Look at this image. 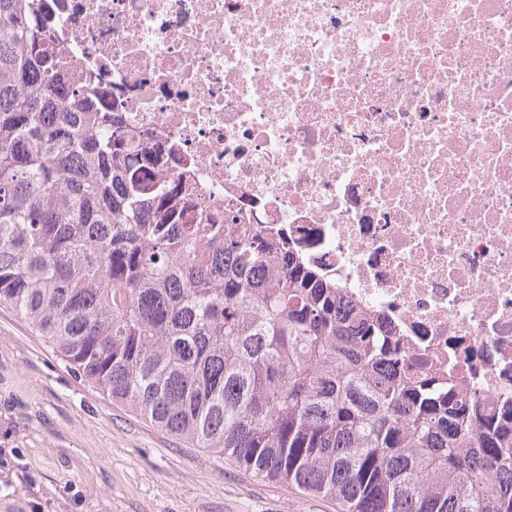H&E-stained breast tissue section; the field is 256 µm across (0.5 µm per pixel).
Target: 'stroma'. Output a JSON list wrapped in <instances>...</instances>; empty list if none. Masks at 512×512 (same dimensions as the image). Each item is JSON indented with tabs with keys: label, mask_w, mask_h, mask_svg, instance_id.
I'll return each instance as SVG.
<instances>
[{
	"label": "stroma",
	"mask_w": 512,
	"mask_h": 512,
	"mask_svg": "<svg viewBox=\"0 0 512 512\" xmlns=\"http://www.w3.org/2000/svg\"><path fill=\"white\" fill-rule=\"evenodd\" d=\"M0 512H336L137 418L0 304Z\"/></svg>",
	"instance_id": "35a3bbf8"
}]
</instances>
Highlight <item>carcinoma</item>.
Masks as SVG:
<instances>
[{
    "label": "carcinoma",
    "mask_w": 512,
    "mask_h": 512,
    "mask_svg": "<svg viewBox=\"0 0 512 512\" xmlns=\"http://www.w3.org/2000/svg\"><path fill=\"white\" fill-rule=\"evenodd\" d=\"M0 0V302L93 387L340 512H512V398L419 375L289 239L196 209L173 149Z\"/></svg>",
    "instance_id": "obj_1"
}]
</instances>
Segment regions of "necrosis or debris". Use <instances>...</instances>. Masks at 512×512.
I'll list each match as a JSON object with an SVG mask.
<instances>
[{"mask_svg": "<svg viewBox=\"0 0 512 512\" xmlns=\"http://www.w3.org/2000/svg\"><path fill=\"white\" fill-rule=\"evenodd\" d=\"M198 205L272 227L415 370L512 395V0H47Z\"/></svg>", "mask_w": 512, "mask_h": 512, "instance_id": "obj_1", "label": "necrosis or debris"}]
</instances>
